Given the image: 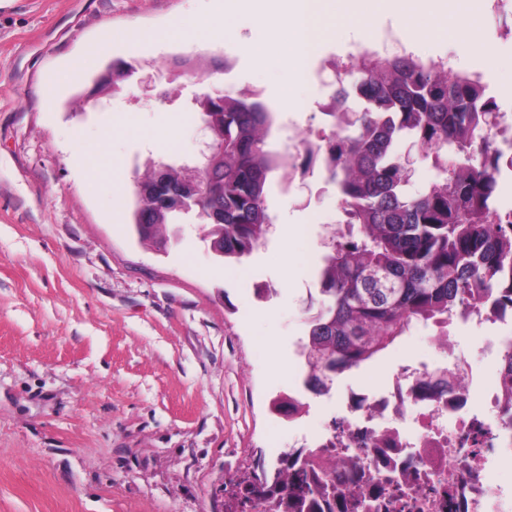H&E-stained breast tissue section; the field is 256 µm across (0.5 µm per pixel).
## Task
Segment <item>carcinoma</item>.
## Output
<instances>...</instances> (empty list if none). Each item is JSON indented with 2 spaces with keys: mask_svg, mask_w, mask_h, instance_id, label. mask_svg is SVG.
<instances>
[{
  "mask_svg": "<svg viewBox=\"0 0 512 512\" xmlns=\"http://www.w3.org/2000/svg\"><path fill=\"white\" fill-rule=\"evenodd\" d=\"M135 65L112 62L120 93ZM327 115L344 123L323 143L302 142L301 172L320 160L341 195L344 226L329 240L318 272L320 305L301 345L306 384L333 379L387 349L415 323L448 324V314L483 292L512 311V211L493 205L501 165L512 170V143H478L498 125L479 77L451 74L411 54L365 52L358 66L335 67ZM364 103L358 112L350 97ZM213 126V147L186 205L158 209L136 195L134 224L164 234L194 213L220 238V258L241 260L264 243L273 218L266 186L282 166L269 147L273 111L254 94L209 95L192 104ZM408 140L438 177L419 195L405 190L410 168L394 144Z\"/></svg>",
  "mask_w": 512,
  "mask_h": 512,
  "instance_id": "1",
  "label": "carcinoma"
}]
</instances>
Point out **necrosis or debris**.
I'll return each mask as SVG.
<instances>
[{
    "mask_svg": "<svg viewBox=\"0 0 512 512\" xmlns=\"http://www.w3.org/2000/svg\"><path fill=\"white\" fill-rule=\"evenodd\" d=\"M442 370L444 393L423 390L424 365L350 392L332 431L276 458L303 482L289 512H512V486L496 477L512 461V389L455 355Z\"/></svg>",
    "mask_w": 512,
    "mask_h": 512,
    "instance_id": "1",
    "label": "necrosis or debris"
}]
</instances>
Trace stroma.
<instances>
[{
    "label": "stroma",
    "mask_w": 512,
    "mask_h": 512,
    "mask_svg": "<svg viewBox=\"0 0 512 512\" xmlns=\"http://www.w3.org/2000/svg\"><path fill=\"white\" fill-rule=\"evenodd\" d=\"M215 0H0V512H224V475L292 445L299 433L340 417L345 391L381 388L407 366L439 367L447 355L433 326L412 327L371 362L337 376L328 394H307L292 422L276 399L300 386L307 309L316 272L344 214L322 173L296 189L284 129L313 142L330 135L319 110L339 59L392 47L455 73L480 76L512 125V0H481L480 36L493 58L451 31L410 36L382 0L373 27L336 29L306 64L295 106L279 96L276 71L259 69L235 40L278 39L248 18L233 35L198 45L134 35L189 30ZM106 38L111 54L91 48ZM193 56L200 77L163 81L158 97L131 78L111 106L86 105L112 60L170 72ZM67 86L46 81L74 57ZM229 64L213 73V57ZM257 91L275 113L271 136L283 167L266 203L274 224L238 263L212 252L207 227L178 225L164 250L133 227L132 180L149 160L180 166L199 150L204 92ZM105 155L114 175L83 170ZM512 331L449 327L456 353L490 374L482 341Z\"/></svg>",
    "instance_id": "stroma-1"
}]
</instances>
